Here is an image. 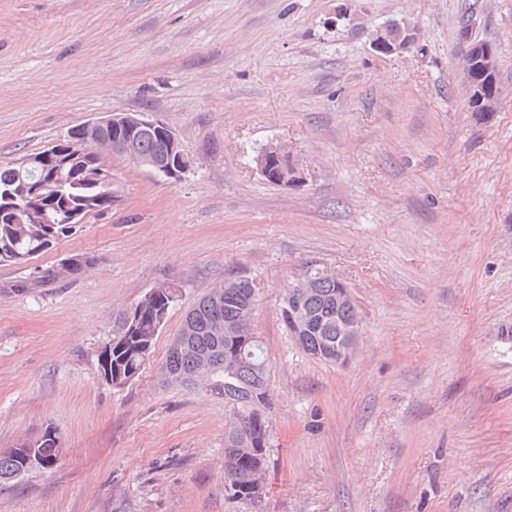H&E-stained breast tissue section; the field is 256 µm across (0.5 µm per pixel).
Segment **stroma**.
<instances>
[{
  "label": "stroma",
  "mask_w": 512,
  "mask_h": 512,
  "mask_svg": "<svg viewBox=\"0 0 512 512\" xmlns=\"http://www.w3.org/2000/svg\"><path fill=\"white\" fill-rule=\"evenodd\" d=\"M466 18L499 63L483 116ZM393 20L414 40L383 55L372 32ZM132 112L176 133L189 170L112 157L108 214L0 265L3 282L97 259L0 296V449L49 424L62 444L53 469L0 483V512H254L224 490L223 398L158 374L186 310L240 275L273 401L264 512H512V0H0V164ZM270 145L300 181L264 179ZM310 269L358 306L348 364L281 321ZM162 283L182 300L113 389L112 318Z\"/></svg>",
  "instance_id": "stroma-1"
}]
</instances>
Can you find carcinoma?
Here are the masks:
<instances>
[{"label":"carcinoma","instance_id":"carcinoma-1","mask_svg":"<svg viewBox=\"0 0 512 512\" xmlns=\"http://www.w3.org/2000/svg\"><path fill=\"white\" fill-rule=\"evenodd\" d=\"M136 154L160 160L168 154L170 144L165 133L158 129H140L133 140ZM63 172L71 179L63 195L67 201H59L53 211L51 224H37L26 215L18 220L11 211V204L0 205V262L20 263L49 250L59 239L77 234L82 225L69 222L67 203L96 216H103L112 209V201L104 195L105 188L96 184V167L89 157L76 159L67 155L62 159ZM20 177L28 178L29 171H18L16 166L0 165V199L14 190L13 183ZM68 277L78 279L96 263V257L80 252L69 255ZM60 271L49 266L43 276L31 281L27 278L0 284V295H19L43 288L58 280ZM314 279V292L302 303L303 313L311 321L302 332L301 342L306 349L335 352L336 321L358 316V310L350 306H336V284L326 278L309 273ZM181 297L180 289L169 284L155 289L154 297L139 303L135 309L118 313L112 321L111 386L123 389L129 386L151 359L155 340L163 327L169 309ZM256 300L252 289L237 282L235 288L219 287L207 292L185 314L181 329L168 349L159 367L160 378L181 379L179 385L190 390L221 396L229 416L240 423V430L224 439V481L233 490L232 498L256 503L248 488V475L257 467H267L268 433L256 431L253 415L257 410L270 408L267 393L268 366L261 339H252L248 329L249 316L254 312ZM241 328L238 337H226L215 331L216 323ZM207 357L214 367L208 374L196 371L198 361ZM55 428L47 426L42 434L28 439L16 447L0 452V479L16 473L22 466L24 449L31 448L52 462L60 455L57 445L60 436L53 435Z\"/></svg>","mask_w":512,"mask_h":512}]
</instances>
